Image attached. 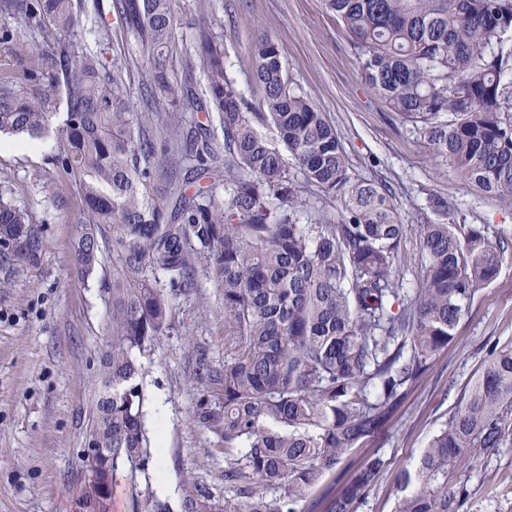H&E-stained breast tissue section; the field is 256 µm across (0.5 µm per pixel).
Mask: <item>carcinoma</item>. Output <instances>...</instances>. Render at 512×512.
<instances>
[{"mask_svg": "<svg viewBox=\"0 0 512 512\" xmlns=\"http://www.w3.org/2000/svg\"><path fill=\"white\" fill-rule=\"evenodd\" d=\"M326 4L350 33L364 82L421 123L463 183L512 206V0ZM112 9L148 66L146 105L136 113L118 74L85 43L74 0H0V14L17 23L0 34V133L38 142L64 108L53 161L81 204L79 273L91 276L112 255V346L93 431L112 449V470L124 465L133 478L148 470L141 359L155 354L176 299L210 261L231 353L217 376L222 402H201L195 420L224 444L233 497L223 512H298L391 421L477 290L512 257V237L451 222L448 201L435 196L427 209L437 219L400 223L392 190L350 175L336 128L291 90L283 51L266 36L253 44L263 111L251 112L226 75L223 44L199 24L187 63L203 67L198 106L216 114L224 145L185 129L166 110L185 95L174 77L173 0H112ZM33 23L49 38L35 50L24 39ZM266 121L282 148L256 129ZM188 163L217 183L186 195L177 171ZM311 189L339 206L340 223L307 203ZM410 232L420 243L411 283L398 268ZM38 247L27 212L0 197V256L27 262ZM503 447H512V343L489 349L413 468L400 473L396 512H461L469 490L448 486V465L465 451ZM385 464L369 459L329 512H358ZM69 494L90 503L96 488L77 479ZM215 502L190 478L179 512H216Z\"/></svg>", "mask_w": 512, "mask_h": 512, "instance_id": "cac0c4a2", "label": "carcinoma"}]
</instances>
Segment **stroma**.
I'll return each instance as SVG.
<instances>
[{"instance_id":"stroma-1","label":"stroma","mask_w":512,"mask_h":512,"mask_svg":"<svg viewBox=\"0 0 512 512\" xmlns=\"http://www.w3.org/2000/svg\"><path fill=\"white\" fill-rule=\"evenodd\" d=\"M83 14L101 10L110 39L101 58L122 72L124 98L141 109L146 65L137 46L109 10L108 0H82ZM176 41L189 47L200 20L224 43L228 76L250 105L261 93L253 81L251 50L258 34L284 52L292 88L336 128L352 174L394 189L400 220L418 224L426 199L448 200L459 224H487L512 236V208L463 184L421 138L415 124L390 109L360 76L358 57L343 22L325 0H174ZM0 196L25 209L40 248L31 262L0 263V512H70L68 486L80 474L85 428L99 388L101 359L112 343V262L91 277L78 274L75 240L81 225L75 188L67 185L51 151H0ZM179 297L172 327L152 358L144 360L145 428L154 448L147 472L119 468L111 512H144L143 491H157L178 508L186 478L224 495V449L193 415L200 401L221 402L212 375L222 368L224 310L214 271ZM512 341V262L504 261L461 319L453 340L402 400L394 420L374 442L356 448L316 486L302 512H327L351 472L369 457L386 461L359 512H395L397 477L411 468L473 377L493 344ZM467 481L464 512H512V447L478 457L460 455L449 484Z\"/></svg>"}]
</instances>
